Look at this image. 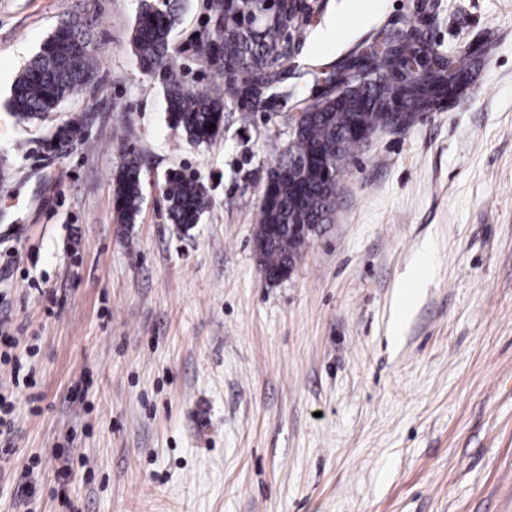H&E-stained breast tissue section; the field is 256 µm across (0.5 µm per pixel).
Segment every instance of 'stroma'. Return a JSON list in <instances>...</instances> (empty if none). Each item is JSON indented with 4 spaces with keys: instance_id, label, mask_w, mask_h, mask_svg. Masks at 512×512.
Instances as JSON below:
<instances>
[{
    "instance_id": "stroma-1",
    "label": "stroma",
    "mask_w": 512,
    "mask_h": 512,
    "mask_svg": "<svg viewBox=\"0 0 512 512\" xmlns=\"http://www.w3.org/2000/svg\"><path fill=\"white\" fill-rule=\"evenodd\" d=\"M153 3L177 18L184 85L224 98L210 144L171 124L164 74L138 63V0H0V324L36 347L0 438V512H512V0H315L281 68L296 98L247 122L198 56L212 0ZM71 18L94 79L18 119L14 80ZM413 20L439 53L482 46L470 89L356 151L334 221L267 281L254 232L297 99ZM75 117L82 136L47 151ZM130 151L143 199L125 229L112 178ZM173 170L210 199L187 231Z\"/></svg>"
}]
</instances>
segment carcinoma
Masks as SVG:
<instances>
[{"instance_id":"carcinoma-1","label":"carcinoma","mask_w":512,"mask_h":512,"mask_svg":"<svg viewBox=\"0 0 512 512\" xmlns=\"http://www.w3.org/2000/svg\"><path fill=\"white\" fill-rule=\"evenodd\" d=\"M218 24L209 42L200 49L202 59L224 71L231 95L263 106L279 98V68L287 54L283 46L304 34L303 17L295 0H274L263 6L255 0H220ZM174 19L157 10L150 0H140L132 44L142 68L165 67L174 46L170 32ZM87 41L83 25L63 22L41 45L39 52L18 76L9 107L21 119H34L54 111L70 95L83 91L94 77L95 58L88 52L75 54ZM474 51L465 47L454 56H442L424 40L418 23L390 31L382 45L365 44L353 56L336 66L325 78L329 84L358 69L371 71L379 87L336 101L321 96L300 108L301 129L274 162L267 174L268 198L261 205L260 223L278 224L280 232L259 251L258 263L268 275L295 268L307 242L288 235L291 224H328L336 213L338 172L360 148L349 135V121L365 129L380 130L415 116L436 112L457 98L469 83L470 60ZM171 123L183 130L189 142L208 144L224 131V98L201 95L185 87L168 71L165 87ZM215 128H209L210 124ZM82 127L73 124L59 129L47 145L66 144L80 136ZM324 144L331 148L326 169L306 167L300 184L306 189L301 200L296 185L275 169L305 159L312 149ZM163 194L169 220L183 227L198 223L209 206V198L196 179L173 170L166 176ZM142 186L139 158L128 155L113 177V206L117 223H134L141 208Z\"/></svg>"}]
</instances>
